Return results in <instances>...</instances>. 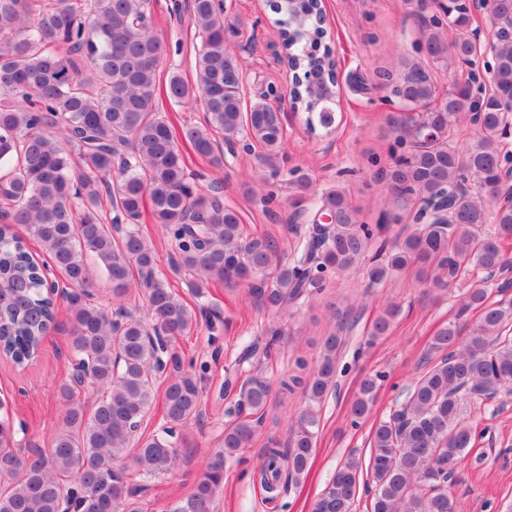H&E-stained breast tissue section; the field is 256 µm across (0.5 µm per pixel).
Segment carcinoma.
Returning a JSON list of instances; mask_svg holds the SVG:
<instances>
[{"label": "carcinoma", "mask_w": 512, "mask_h": 512, "mask_svg": "<svg viewBox=\"0 0 512 512\" xmlns=\"http://www.w3.org/2000/svg\"><path fill=\"white\" fill-rule=\"evenodd\" d=\"M271 10L297 72L321 76L293 85L291 105L328 129L338 84L329 77L333 59L321 2L279 0ZM152 15L153 0H0V215L28 234L0 230V353L18 366L37 356L57 324L56 298L45 282L54 268L70 284L63 299L71 314L72 368L59 388L62 426L51 447L17 452L9 417L0 415V512H141L131 470L151 480L177 466L173 438L200 413L202 378L185 368L176 343L196 330L203 308H191L155 275L156 256L142 227L147 209L151 223L174 241L172 273L192 274L198 296L216 281L247 283L262 306L279 309L321 293L330 279L366 260L369 288L410 268L433 288L469 281L461 311H476L477 321L467 331L450 321L434 332L431 350L441 360L420 372L399 409L373 423L368 460L349 455L311 507L353 512L365 475L372 482L366 512H464L448 490L449 474L476 440L463 406L512 392V299L492 300L488 286L512 268V205L495 194L501 167L512 163L502 147L503 108L512 103V38L497 36L490 46L488 93L469 85L441 90L407 57L378 73V88L390 90L385 100L399 106L389 124L401 153L378 172L390 187L391 208L382 223L362 224L342 191L323 193L317 212L331 223L313 219L301 255L284 262L272 240L246 235L239 210L224 202L218 184L205 185L202 174L189 170L182 147L220 165L223 143L253 140L266 149L261 163L270 177L280 173V112L265 94L244 100L243 65L231 51L237 23L225 16L223 0H191L200 46L189 82L174 70L162 76L166 45ZM470 23L466 6L448 0L444 19L422 25L418 51L435 65L469 60L476 53L465 34ZM445 24L458 31L451 44ZM163 94L176 105L200 102L205 123L176 130L160 103ZM472 113L479 115L477 139L459 148L451 137ZM292 176V207L301 214L311 182L299 169ZM470 181L481 192L453 194ZM444 195L447 211L424 208ZM406 214L416 228L391 234ZM31 240L43 257L32 254ZM101 274L119 299L132 287L144 289L145 315L91 303ZM330 312L337 326L324 337L315 365L298 357L279 380L280 397L301 387L305 404L286 440L268 438L252 471L266 503L306 476L316 451L351 309L332 303ZM395 314L389 305L376 317L369 341L389 333ZM279 335L265 328L248 350L267 358ZM160 365L162 424L139 436ZM383 378L376 373L361 381L348 412L351 426L369 418ZM271 397L266 376H246L222 447L172 512H210L226 464L245 459ZM130 453L132 468L124 462Z\"/></svg>", "instance_id": "carcinoma-1"}]
</instances>
